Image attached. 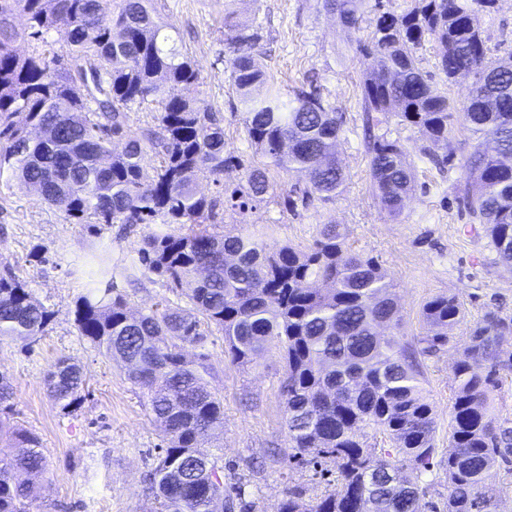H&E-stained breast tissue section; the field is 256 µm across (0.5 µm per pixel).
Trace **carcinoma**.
Masks as SVG:
<instances>
[{
  "mask_svg": "<svg viewBox=\"0 0 512 512\" xmlns=\"http://www.w3.org/2000/svg\"><path fill=\"white\" fill-rule=\"evenodd\" d=\"M0 0V174L41 190L72 224H172L149 233L137 258L102 272L105 287L82 296L80 335L119 362L147 398L165 448L149 474L155 512H236L239 493L224 488L217 461L201 448L224 431V405L207 389V368L186 346L203 338L201 325L224 334V352L247 365L269 350L283 362L288 461L316 469L326 463L338 490L305 499L288 490L280 512H420L421 489L401 474L428 470L437 454L436 419L423 395V357L450 341L464 319L459 299L428 300L422 318L430 334L404 339L395 284L373 257L353 251L336 224H324L305 250L270 249L263 229L215 231L221 207L245 211L270 194L269 169L297 177L283 202L290 210L329 202L344 189L337 158L342 124L319 93L301 88L286 99L256 65L260 39L247 26L225 23L229 77L244 129L264 157L245 169V185L209 198L198 178L220 183L233 157L224 156V127L177 93L198 80L192 61L160 41L149 0ZM402 15L379 12L367 0H323L346 29L377 12L356 50L372 58L362 77L364 111L394 118L448 150L452 125L470 133L463 200L470 232L480 225L497 260L512 265V53L496 57L480 30L493 0H420ZM20 12L25 28L10 17ZM69 26L53 50L60 15ZM18 41L32 45L19 55ZM437 46L438 71L448 80L473 76L468 97L452 102L416 63V51ZM155 104L140 136L112 150L124 134L129 106ZM374 196L400 214L413 187L407 150L375 135L368 141ZM162 278L184 294L188 311L166 307L133 313L116 284ZM52 312L26 280L0 266V337L34 341ZM512 319L488 312L471 329L466 356L454 368L448 436V512H499L487 489L489 465L500 458L512 473V425L492 417L489 393L512 371L504 336ZM80 365L59 359L45 379L52 402L69 414L83 400ZM13 386L0 375V512H31L47 467L40 439L11 421ZM379 431L389 448H370Z\"/></svg>",
  "mask_w": 512,
  "mask_h": 512,
  "instance_id": "1",
  "label": "carcinoma"
}]
</instances>
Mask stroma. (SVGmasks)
Wrapping results in <instances>:
<instances>
[{"instance_id":"1","label":"stroma","mask_w":512,"mask_h":512,"mask_svg":"<svg viewBox=\"0 0 512 512\" xmlns=\"http://www.w3.org/2000/svg\"><path fill=\"white\" fill-rule=\"evenodd\" d=\"M152 7L169 36L168 48L190 58L199 72L195 84L180 88V96L218 114L225 153L239 157L243 167L264 165L265 157L247 139L228 79L224 0H152ZM233 9L236 24L259 27L256 61L272 81L289 92L316 80L325 107L342 115L337 151L348 181L335 201H316L291 212L282 197L294 180L271 171L274 190L266 200L245 212L220 210L216 229L237 233L264 226L270 248L288 244L302 249L322 225H341L351 248L376 258L394 280L403 332L410 339L428 332L421 311L429 298L449 294L460 299L465 323L451 329L452 340L442 352L424 360L423 394L435 412L438 454L430 471L412 474L423 491L422 512H446L454 365L464 354L471 324L489 311L512 318V268L496 263L485 237L463 231L468 216L461 189L473 141L454 126L455 156L441 169L415 128L393 118L380 123L379 133L408 150L414 175L402 214L390 217L373 196L364 146L359 83L370 61L356 52L354 41L368 36L369 23L345 31L322 0H237ZM481 28L494 53H512V0H499ZM145 233L142 226L99 230L69 223L35 190L0 177V261L16 265L34 296L54 313L32 344L0 339V373L10 378L15 392L13 420L39 436L48 458L42 497L32 512H146L150 504L146 476L156 462L161 430L141 390L79 335L74 322L80 297L98 283L101 259L130 262ZM118 287L135 312L159 303L190 306L188 298L173 293L157 276L122 280ZM192 352L204 355L210 367L207 385L224 403V436L209 453L222 467L225 483L240 487L245 512H279L292 486L310 498L333 490V483L313 469L288 464L283 363L276 351L246 366L231 363L224 355L223 334L210 327ZM62 357L78 363L86 376L85 399L69 414L60 412L44 388L45 377Z\"/></svg>"}]
</instances>
